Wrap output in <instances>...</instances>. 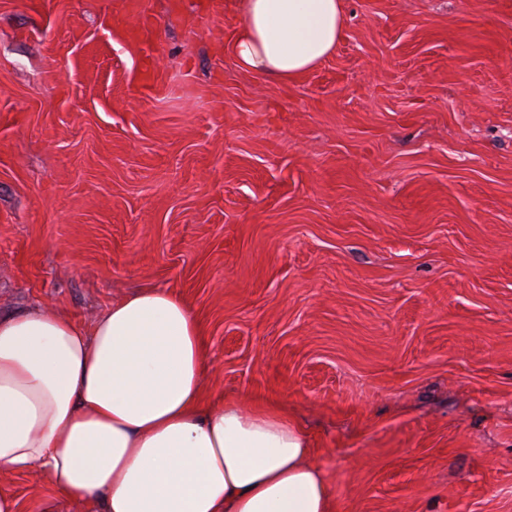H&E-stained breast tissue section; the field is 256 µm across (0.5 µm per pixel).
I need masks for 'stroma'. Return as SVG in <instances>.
Segmentation results:
<instances>
[{"label": "stroma", "instance_id": "stroma-1", "mask_svg": "<svg viewBox=\"0 0 512 512\" xmlns=\"http://www.w3.org/2000/svg\"><path fill=\"white\" fill-rule=\"evenodd\" d=\"M169 2L0 0V313L168 289L205 401L285 408L333 512H512V0H343L288 84L225 56L235 0Z\"/></svg>", "mask_w": 512, "mask_h": 512}]
</instances>
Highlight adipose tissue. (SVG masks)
<instances>
[{
    "mask_svg": "<svg viewBox=\"0 0 512 512\" xmlns=\"http://www.w3.org/2000/svg\"><path fill=\"white\" fill-rule=\"evenodd\" d=\"M225 51L281 83L329 58L341 0H236ZM188 303L142 288L84 327L55 307L0 315V472L50 480L88 512H331L301 427L274 409L204 406Z\"/></svg>",
    "mask_w": 512,
    "mask_h": 512,
    "instance_id": "1",
    "label": "adipose tissue"
}]
</instances>
